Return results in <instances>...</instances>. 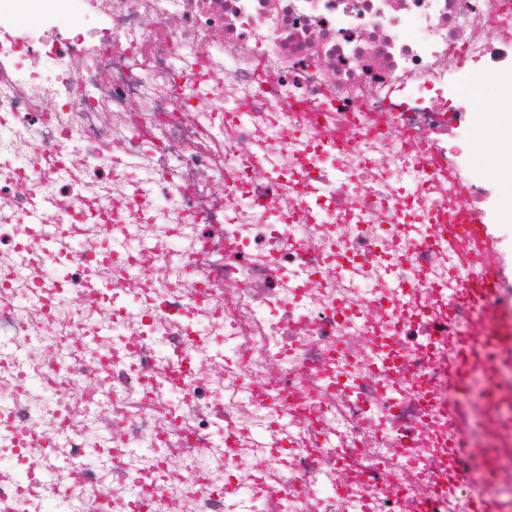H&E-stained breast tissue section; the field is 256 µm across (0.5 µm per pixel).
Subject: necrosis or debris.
Masks as SVG:
<instances>
[{"instance_id": "4bbe7bcc", "label": "necrosis or debris", "mask_w": 512, "mask_h": 512, "mask_svg": "<svg viewBox=\"0 0 512 512\" xmlns=\"http://www.w3.org/2000/svg\"><path fill=\"white\" fill-rule=\"evenodd\" d=\"M25 3L79 24L0 15V237L29 240L35 148L63 143L53 219L82 225L92 266L84 308L31 305L49 267L13 278L0 252V340L27 350L0 362V512H494L512 492L486 477L496 438L448 394L486 323L448 257L488 265L465 228L489 191L462 89L512 74V0ZM187 52L206 95L178 91ZM133 166L181 193L131 195ZM124 224L137 237L107 257ZM106 320L111 344L76 338ZM53 440L68 467L36 482Z\"/></svg>"}]
</instances>
